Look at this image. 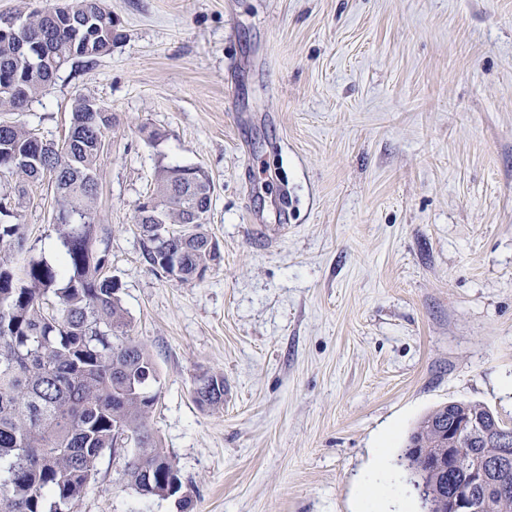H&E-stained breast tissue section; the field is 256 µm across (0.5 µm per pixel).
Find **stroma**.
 <instances>
[{"label":"stroma","mask_w":512,"mask_h":512,"mask_svg":"<svg viewBox=\"0 0 512 512\" xmlns=\"http://www.w3.org/2000/svg\"><path fill=\"white\" fill-rule=\"evenodd\" d=\"M119 37L0 121L62 142L76 98L116 113L97 222L150 424L189 512H360L437 406L512 421V0H106ZM161 133L159 142L148 132ZM202 167L219 257L154 272L134 216L159 165ZM54 188L15 210L55 260ZM222 374L219 408L197 377ZM98 459L79 512H178ZM387 479V466L385 458L380 456L376 459L375 465L367 482V500L371 506H376L385 501L387 494L385 480Z\"/></svg>","instance_id":"35a3bbf8"}]
</instances>
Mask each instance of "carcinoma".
I'll use <instances>...</instances> for the list:
<instances>
[{
	"label": "carcinoma",
	"mask_w": 512,
	"mask_h": 512,
	"mask_svg": "<svg viewBox=\"0 0 512 512\" xmlns=\"http://www.w3.org/2000/svg\"><path fill=\"white\" fill-rule=\"evenodd\" d=\"M77 20L95 27L86 49L80 30L52 23L48 9L16 14L15 30L0 34V111H20L52 83L66 64L89 67L112 51V11L105 0H73ZM115 117L103 104L80 97L63 143L37 139L25 128L0 123V174L15 186L0 202L24 198L27 186L54 177V230L59 263L6 252L26 251L25 227L0 210V512H74L96 461L126 443L124 476L143 497L175 498L180 512L191 500L167 451L152 431L149 413L157 380L146 347L125 336L120 285L105 275L108 230L97 223V161ZM186 165H161L146 201L164 214L159 224L136 223L154 270L179 282L201 279L219 257L204 231L212 205L210 181L191 182ZM178 258L174 267L172 258ZM195 392L201 407L224 404V375L202 374ZM481 434L460 431L459 444L487 463L498 460L500 418L484 405L450 402L419 422L403 461L426 483L428 507L447 489L466 487L469 475L450 471L434 480L421 468L418 448L448 447V430L474 420ZM479 512H512V488L491 495Z\"/></svg>",
	"instance_id": "obj_1"
}]
</instances>
